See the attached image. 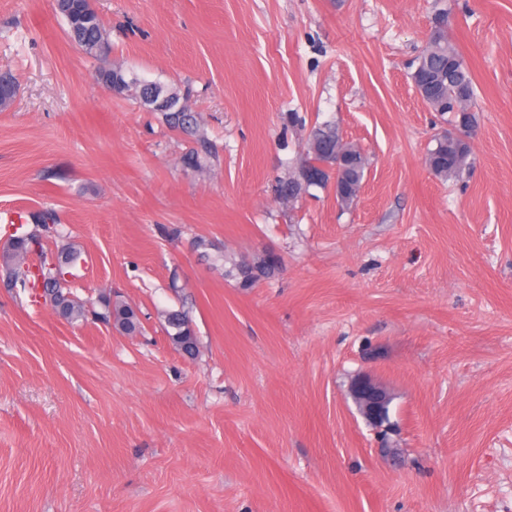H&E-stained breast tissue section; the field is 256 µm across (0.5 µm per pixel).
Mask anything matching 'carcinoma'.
Returning a JSON list of instances; mask_svg holds the SVG:
<instances>
[{
  "instance_id": "carcinoma-1",
  "label": "carcinoma",
  "mask_w": 512,
  "mask_h": 512,
  "mask_svg": "<svg viewBox=\"0 0 512 512\" xmlns=\"http://www.w3.org/2000/svg\"><path fill=\"white\" fill-rule=\"evenodd\" d=\"M69 34L78 35L92 47L104 38L103 24L88 0H69V13L64 16ZM415 71L420 75L422 97L432 111L442 115H452L451 122L464 128V133L476 135V118L472 113L474 83L471 72L451 39L441 33L430 36L425 48L417 59ZM117 78L128 85L127 97L147 109L153 108L152 97L162 98L168 94L179 96L168 86L155 82L153 89L142 88L134 77L124 69L107 75V79ZM166 120L175 128L187 133H195L198 127V113L170 112ZM435 146L430 149L427 164L433 174L441 179L456 178L471 167V147L451 135L434 138ZM342 152L341 166L345 168L344 206H351L358 198L362 186L367 158L362 149L351 142L343 141L336 127L325 123L312 130L306 143L308 160L302 164L294 176L280 184L278 195L283 199H295L309 191L311 187H324V184L307 178L312 172L332 165L337 161L336 152ZM213 151L202 137L197 146L182 156V164L195 171L204 169L210 162ZM34 230L11 238L0 249L3 264V282L12 287L16 284L36 287L42 283L46 294L59 300L62 305V318L70 323L84 321L85 306L74 299L67 291L65 275L75 266L81 251L73 244L48 257L49 241L62 237L60 220L51 209L30 214ZM229 264L225 275L234 279L238 287L254 288L262 280L271 276L280 267V259L270 253L249 258L246 256L224 258ZM101 311L95 313L98 319L110 323L119 332L134 336L141 332L142 323L135 307L126 301L109 295L99 298ZM164 326L172 345L179 351L192 355L198 348L196 336L190 326L188 313L183 309L166 310L162 314Z\"/></svg>"
}]
</instances>
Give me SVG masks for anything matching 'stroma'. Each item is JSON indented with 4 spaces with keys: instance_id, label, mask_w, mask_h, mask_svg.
<instances>
[{
    "instance_id": "obj_1",
    "label": "stroma",
    "mask_w": 512,
    "mask_h": 512,
    "mask_svg": "<svg viewBox=\"0 0 512 512\" xmlns=\"http://www.w3.org/2000/svg\"><path fill=\"white\" fill-rule=\"evenodd\" d=\"M111 65L189 92L194 138L111 96L56 0H0V243L22 205L80 249L72 295L0 284V512H512V0H92ZM475 85L473 166L409 78L440 10ZM299 124H290L289 113ZM369 161L355 203L277 188L314 126ZM272 252L255 288L222 254ZM186 307L198 352L160 313ZM392 397L393 455L350 395ZM435 146L430 149L427 164L433 174L441 179L456 178L471 167V147L453 137H434ZM212 156L213 151L210 144L200 137L197 139V146L191 148L182 156V164L188 169L202 170L208 165ZM100 312L94 315L106 323H112L119 332L134 336L141 332L142 323L139 313L135 307L126 301L112 299L110 295H103L99 298Z\"/></svg>"
}]
</instances>
